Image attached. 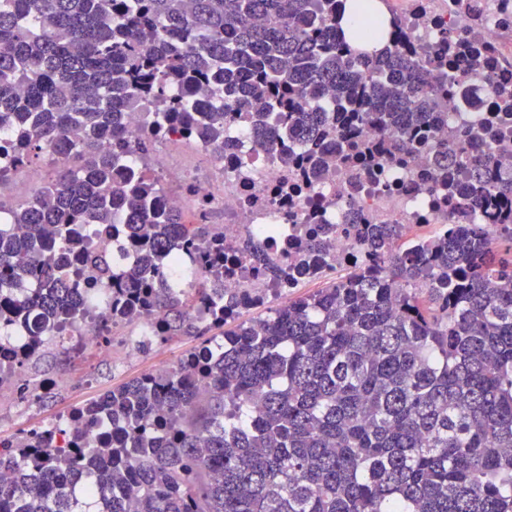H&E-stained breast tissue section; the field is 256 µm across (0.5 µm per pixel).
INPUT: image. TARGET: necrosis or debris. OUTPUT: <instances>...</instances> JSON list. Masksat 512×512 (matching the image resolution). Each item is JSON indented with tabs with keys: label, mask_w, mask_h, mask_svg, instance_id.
I'll return each instance as SVG.
<instances>
[{
	"label": "necrosis or debris",
	"mask_w": 512,
	"mask_h": 512,
	"mask_svg": "<svg viewBox=\"0 0 512 512\" xmlns=\"http://www.w3.org/2000/svg\"><path fill=\"white\" fill-rule=\"evenodd\" d=\"M409 2L403 17L411 41L438 46L441 29L457 21L452 0ZM476 36L496 48L498 78L512 81V11L479 28ZM229 138L233 150L219 154L190 143L182 131H172L158 139L151 162L155 175L169 184L165 205L192 216L195 223L211 225L212 244L224 248L219 279L246 300L271 305L295 283L273 280L243 254L244 242H258L283 266L302 259L305 243L317 236L329 245L325 264L336 267L357 252L346 220L349 207L363 210L373 223L402 224L412 232L448 221L447 204L428 189L433 174L428 154H421L409 169L386 168L376 186L341 166L329 177L306 183L289 179L283 147L258 148L248 126H230ZM164 324L163 313L155 310L147 316L114 318L112 330L127 335L126 354L134 357L152 346Z\"/></svg>",
	"instance_id": "1"
}]
</instances>
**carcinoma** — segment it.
I'll use <instances>...</instances> for the list:
<instances>
[{
	"instance_id": "carcinoma-1",
	"label": "carcinoma",
	"mask_w": 512,
	"mask_h": 512,
	"mask_svg": "<svg viewBox=\"0 0 512 512\" xmlns=\"http://www.w3.org/2000/svg\"><path fill=\"white\" fill-rule=\"evenodd\" d=\"M430 61L435 83L395 37V14L343 28L346 0H0V128L13 167L54 153L50 181L0 224V286L65 273L31 295H0V323H25L34 362L44 336L83 319L80 254L99 224L130 229L140 263L112 311H164L168 336L221 342L78 406L75 432L109 420L96 447L0 454L14 472L0 512H512V83L496 85L481 127L457 136L444 98L494 80V48L473 33L497 0H455ZM140 109L142 142L124 138ZM188 120L197 143L229 146L242 121L285 165L327 176L343 164L376 183L378 165L435 154L449 224L408 249L402 224H351L363 264L267 316L199 273L194 295L165 287L174 248L212 232L167 208L137 152ZM364 124L378 139L357 136ZM448 127V137L437 136ZM92 282L109 289L112 260ZM207 298L202 324L193 296Z\"/></svg>"
}]
</instances>
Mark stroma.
Returning a JSON list of instances; mask_svg holds the SVG:
<instances>
[{
    "label": "stroma",
    "instance_id": "35a3bbf8",
    "mask_svg": "<svg viewBox=\"0 0 512 512\" xmlns=\"http://www.w3.org/2000/svg\"><path fill=\"white\" fill-rule=\"evenodd\" d=\"M199 342L200 339L196 336H174L155 343L138 359L128 361L123 357L125 339L117 336L113 339L111 362L99 361L93 354L88 353L84 357L69 360L62 357L48 358L37 365L26 367L23 375L29 380L61 375L65 381L45 401L6 406L4 417L0 418V437L10 438L20 430H29L55 420L72 407L131 378L172 365Z\"/></svg>",
    "mask_w": 512,
    "mask_h": 512
}]
</instances>
